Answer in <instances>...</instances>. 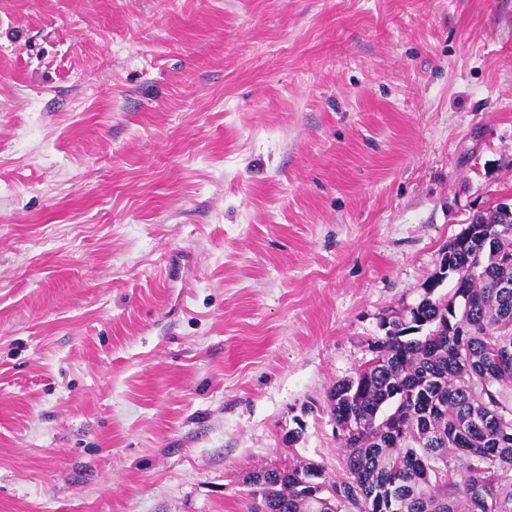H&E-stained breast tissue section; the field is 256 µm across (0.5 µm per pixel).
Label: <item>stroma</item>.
<instances>
[{"label":"stroma","mask_w":512,"mask_h":512,"mask_svg":"<svg viewBox=\"0 0 512 512\" xmlns=\"http://www.w3.org/2000/svg\"><path fill=\"white\" fill-rule=\"evenodd\" d=\"M501 202L512 0H0V512L341 476L329 388Z\"/></svg>","instance_id":"1"}]
</instances>
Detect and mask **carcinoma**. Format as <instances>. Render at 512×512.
Wrapping results in <instances>:
<instances>
[{
	"mask_svg": "<svg viewBox=\"0 0 512 512\" xmlns=\"http://www.w3.org/2000/svg\"><path fill=\"white\" fill-rule=\"evenodd\" d=\"M512 207L471 218L329 408L346 473L261 466L249 512H512ZM452 288L438 294L444 282Z\"/></svg>",
	"mask_w": 512,
	"mask_h": 512,
	"instance_id": "obj_1",
	"label": "carcinoma"
}]
</instances>
